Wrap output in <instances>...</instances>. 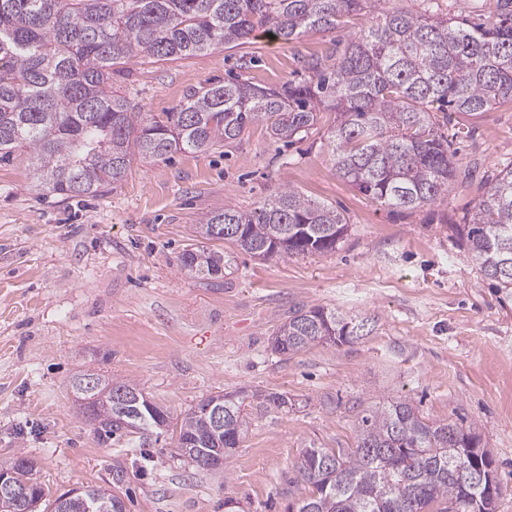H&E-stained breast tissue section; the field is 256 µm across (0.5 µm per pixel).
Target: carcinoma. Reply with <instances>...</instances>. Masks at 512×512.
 <instances>
[{
	"label": "carcinoma",
	"instance_id": "1",
	"mask_svg": "<svg viewBox=\"0 0 512 512\" xmlns=\"http://www.w3.org/2000/svg\"><path fill=\"white\" fill-rule=\"evenodd\" d=\"M390 0H0V163L24 156L29 187L41 196H97L120 182L133 157L181 149L209 151L248 126L265 124L270 139L308 133L322 112L334 114L327 150L339 175L376 202L414 209L448 195L459 161L439 133L440 112L478 116L512 102V0H482L477 21L440 12V0L389 8ZM365 20L343 53L307 62L309 82L259 86L238 76L192 88L158 116L112 90V70L133 58L168 61L216 46L250 43L260 29L275 38L332 33L349 16ZM345 217L297 190L279 186L252 211L231 204L196 225L208 241L184 250L179 266L197 279L224 277L230 259L219 242L259 259L338 249ZM468 257L512 295V167L490 181L486 196L456 226ZM330 327L336 344L355 339L356 324L324 306L298 310L271 337L288 356L319 341ZM101 389L139 397L137 406L107 399L92 417L97 435L145 434L169 422L163 407L130 381L90 370ZM224 431L213 424L210 395L184 415L177 448L228 455L239 447L246 407L288 411V395L221 393ZM482 478L466 484L463 464ZM28 494L0 512H86L66 491L49 499L36 464L20 454L4 463ZM309 494L294 512H495L503 487L473 426L430 422L411 400L380 404L362 415L353 448L305 449L296 464Z\"/></svg>",
	"mask_w": 512,
	"mask_h": 512
}]
</instances>
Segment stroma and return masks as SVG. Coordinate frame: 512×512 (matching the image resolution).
Wrapping results in <instances>:
<instances>
[{"mask_svg": "<svg viewBox=\"0 0 512 512\" xmlns=\"http://www.w3.org/2000/svg\"><path fill=\"white\" fill-rule=\"evenodd\" d=\"M359 17L297 40L258 35L232 49L141 59L112 76L143 111L176 108L188 90L228 73L260 86L309 79L307 59L343 49ZM331 113L293 146L255 124L223 147L134 158L95 197H40L26 164L0 166V462L32 458L53 494L102 486L126 512H286L305 496L304 448H351L376 403L407 398L433 422L474 426L512 512V299L472 264L455 226L489 176L512 166V102L441 124L462 161L446 198L414 210L376 203L336 171ZM332 205L349 225L336 252L262 261L224 250L230 273L179 268L195 226L224 204L249 211L276 187ZM322 305L366 321L364 336L289 356L268 338L297 309ZM131 380L173 423L218 392H285L286 412H251L239 448L217 471L187 464L171 427L102 442L70 387L82 370Z\"/></svg>", "mask_w": 512, "mask_h": 512, "instance_id": "35a3bbf8", "label": "stroma"}]
</instances>
